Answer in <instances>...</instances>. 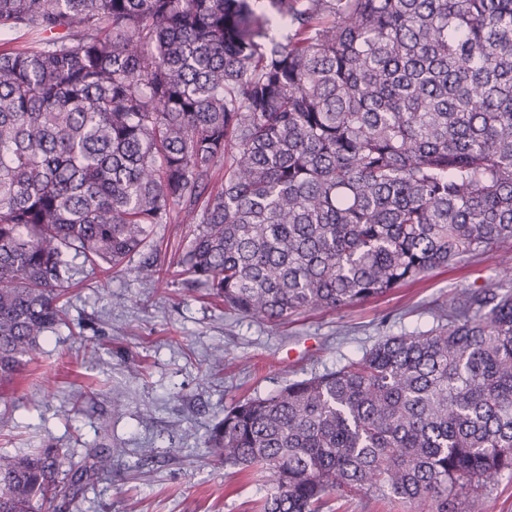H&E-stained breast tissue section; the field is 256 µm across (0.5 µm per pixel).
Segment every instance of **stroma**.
Listing matches in <instances>:
<instances>
[{
    "label": "stroma",
    "instance_id": "obj_1",
    "mask_svg": "<svg viewBox=\"0 0 512 512\" xmlns=\"http://www.w3.org/2000/svg\"><path fill=\"white\" fill-rule=\"evenodd\" d=\"M192 225H158L154 243L112 272L83 270L69 289L66 322L39 357L0 382V453L56 448L66 465L91 449L112 468L56 512H259L268 488L205 451L233 401L335 369L383 337L426 332L462 288L512 290V253L477 255L413 286L351 307L309 310L273 326L205 300L177 267ZM161 267L151 283L144 260ZM223 347L224 364L210 354Z\"/></svg>",
    "mask_w": 512,
    "mask_h": 512
}]
</instances>
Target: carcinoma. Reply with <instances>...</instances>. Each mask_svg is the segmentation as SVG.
<instances>
[{
  "instance_id": "1",
  "label": "carcinoma",
  "mask_w": 512,
  "mask_h": 512,
  "mask_svg": "<svg viewBox=\"0 0 512 512\" xmlns=\"http://www.w3.org/2000/svg\"><path fill=\"white\" fill-rule=\"evenodd\" d=\"M176 216L181 274L270 323L512 243V0H0V380L80 268ZM440 319L232 404L207 453L263 475L262 512H484L512 473V291ZM61 466L0 455V512H50L111 457ZM331 504L333 508L340 507L338 512H428L419 511L409 503H377L359 494L332 500Z\"/></svg>"
}]
</instances>
